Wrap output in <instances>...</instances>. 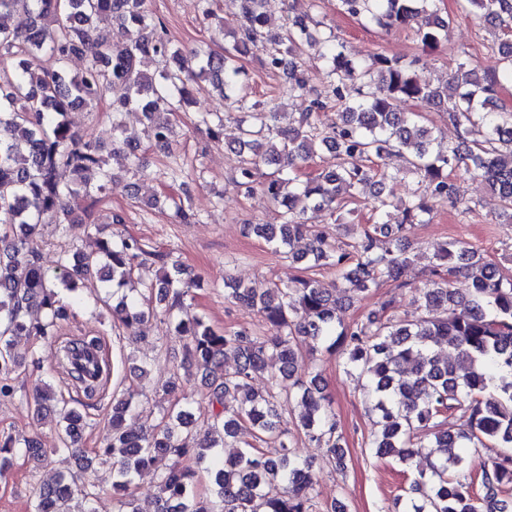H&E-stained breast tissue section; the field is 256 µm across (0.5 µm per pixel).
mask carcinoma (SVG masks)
Wrapping results in <instances>:
<instances>
[{"mask_svg": "<svg viewBox=\"0 0 512 512\" xmlns=\"http://www.w3.org/2000/svg\"><path fill=\"white\" fill-rule=\"evenodd\" d=\"M265 0H239L240 28L222 51L200 47L183 53L168 38L164 25L151 18L144 0H0V396L14 394L10 381L26 369L15 350V337L39 336L59 344L57 368L72 381L76 396L58 401V433L64 450L73 448L83 421L82 410L94 405L113 365L103 339L84 335L60 341L58 329L69 319L70 302L88 282H99L112 304V316L130 333L150 316L175 320L186 340L184 360L204 370L234 365L224 371L211 394L212 412L199 422L182 396L183 379L174 374L159 391L169 400L161 421L151 431L134 434L124 419L134 410L133 397L112 396V434L94 452L99 463H112L117 512H139L131 487L146 469L157 472L162 493L159 512H310L314 481L288 451V428L277 402L300 399L306 412L300 425L309 441L326 449L337 470L346 467L342 435L331 400L318 375L302 371L297 340L310 339L339 352L347 372L366 380L369 410L377 432L370 447L379 458L394 457L404 465L420 454L437 455L429 472L414 480L407 512H512V277L485 260L474 247L443 245L434 255L432 279L417 289L416 311L400 316L384 301L364 319L343 320V299L384 285L402 288L403 270L412 257L403 244L414 224L426 223L433 204L457 205L452 172L481 177L498 202L496 218L512 224V111L496 103V85L512 82V0H462L472 15L499 26L501 67L489 76L467 62L458 64L450 82L458 89L448 100L447 87L418 78L415 59L376 53L362 61L350 58L332 33L321 42L326 86L308 111L284 124L280 106L250 100L242 80L243 60L260 39L277 45L264 61L288 77L286 91L306 89L297 50L312 43L307 15L287 18L285 33L267 34L270 18ZM435 0H343L352 16L384 28H411L422 50L434 51L447 40L450 18L434 9ZM15 14L28 17L24 30L10 26ZM118 22L116 39L103 41L94 22ZM56 67L43 70V54ZM85 58L73 76L69 61ZM207 80L224 102L245 114L206 112L203 126L240 157L238 184L250 192L261 187L283 208L280 224H246L244 232L277 247L296 239L309 241L303 274L288 284L224 281V297L258 310L263 330L241 327L217 331L204 316L185 306V297L200 281L182 277L169 254L149 250L139 239L102 236L95 223L96 206L112 184V172L101 147L78 138L67 120L75 108L94 109L106 92L112 99V130L123 131L124 116L140 111L154 146L171 150L172 117L189 102L194 85ZM357 85L358 99L342 106L331 124L320 120L326 99H342V87ZM399 100H416L448 112L443 150H434V134L419 121L396 110ZM234 124L226 133V124ZM330 147L337 164L312 177L300 178V164ZM397 152L420 176L416 198L396 201L385 187L400 170L379 168ZM71 178L62 183L58 171ZM377 187L371 223L341 246L306 224L311 208L329 209L336 221L354 190ZM86 199L83 209L71 205ZM46 224L60 236L82 224L100 235L98 248L84 252L67 246L55 274L41 264L39 239ZM336 271L344 293L336 296L312 272ZM144 288L139 298L119 294L132 280ZM462 279L466 287H453ZM448 345V358L438 347ZM269 373L265 390L253 387L257 374ZM459 414L460 431L441 429L440 418ZM249 430L253 442L223 460L212 453L228 439ZM499 449L491 467L479 474L484 493L477 498L473 480L459 477L480 449ZM279 448L281 456L268 454ZM55 448H42L29 436L0 438V477L21 453L45 458ZM197 455L203 473L215 486V497L196 493L200 474L167 467L171 456ZM94 493L75 473L60 474L40 486L34 512H94Z\"/></svg>", "mask_w": 512, "mask_h": 512, "instance_id": "cac0c4a2", "label": "carcinoma"}]
</instances>
